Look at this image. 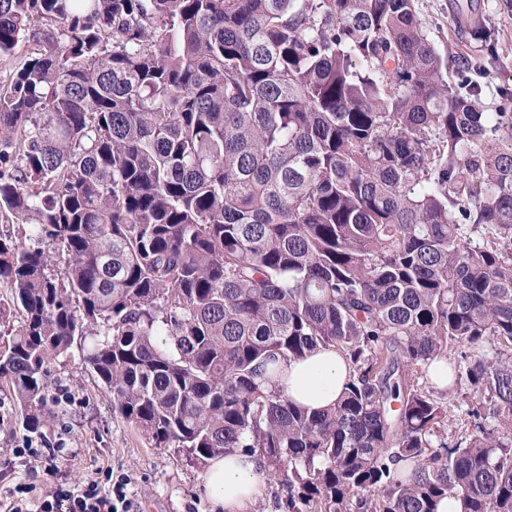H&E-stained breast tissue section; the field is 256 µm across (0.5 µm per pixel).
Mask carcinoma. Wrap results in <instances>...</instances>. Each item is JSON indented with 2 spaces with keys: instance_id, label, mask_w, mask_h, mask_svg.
<instances>
[{
  "instance_id": "obj_1",
  "label": "carcinoma",
  "mask_w": 512,
  "mask_h": 512,
  "mask_svg": "<svg viewBox=\"0 0 512 512\" xmlns=\"http://www.w3.org/2000/svg\"><path fill=\"white\" fill-rule=\"evenodd\" d=\"M468 35L448 62L415 0H0V55L35 44L0 85L25 428L91 336L114 412L259 456L282 512H512V88L483 106L496 39ZM329 346L343 395L293 404L282 364ZM435 361L478 400L452 448Z\"/></svg>"
}]
</instances>
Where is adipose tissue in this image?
Wrapping results in <instances>:
<instances>
[{
  "label": "adipose tissue",
  "mask_w": 512,
  "mask_h": 512,
  "mask_svg": "<svg viewBox=\"0 0 512 512\" xmlns=\"http://www.w3.org/2000/svg\"><path fill=\"white\" fill-rule=\"evenodd\" d=\"M283 371L286 394L295 403L312 410L335 403L349 379L346 358L333 347L291 362ZM262 468L258 457L240 452L216 458L205 474V491L225 512H248L264 493Z\"/></svg>",
  "instance_id": "adipose-tissue-1"
}]
</instances>
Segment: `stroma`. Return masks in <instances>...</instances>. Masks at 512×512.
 Here are the masks:
<instances>
[{
	"label": "stroma",
	"instance_id": "obj_1",
	"mask_svg": "<svg viewBox=\"0 0 512 512\" xmlns=\"http://www.w3.org/2000/svg\"><path fill=\"white\" fill-rule=\"evenodd\" d=\"M464 2H417L425 29L439 51L450 57L463 49L466 33L456 18ZM474 2L497 38V58L478 76L482 100L490 107L500 85H512V12L502 9V0ZM87 347V342L75 341L68 356L49 365L46 381L52 416L38 432H27L10 383L0 380V496L19 484L33 486L41 495L61 480H100L111 471L127 477V491L138 512H222L204 491L207 464L182 452L152 447L137 428L113 412L111 396L84 360ZM444 401L448 420L443 436L453 446L476 432L473 418L467 415L475 399L451 391ZM28 434L35 446L51 449V457L13 458L11 448Z\"/></svg>",
	"mask_w": 512,
	"mask_h": 512
}]
</instances>
